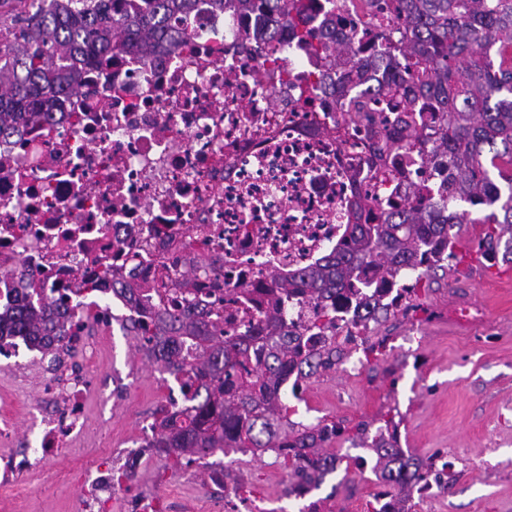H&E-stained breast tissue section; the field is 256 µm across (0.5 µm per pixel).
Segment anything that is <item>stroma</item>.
I'll list each match as a JSON object with an SVG mask.
<instances>
[{
	"instance_id": "obj_1",
	"label": "stroma",
	"mask_w": 512,
	"mask_h": 512,
	"mask_svg": "<svg viewBox=\"0 0 512 512\" xmlns=\"http://www.w3.org/2000/svg\"><path fill=\"white\" fill-rule=\"evenodd\" d=\"M464 225L457 248L465 260L437 272L421 297L420 311L395 313L374 334L388 335L384 356L361 374L339 368L303 382L296 421L309 425L326 417L352 426L378 427L381 415H400V445L426 458L435 454L458 478L448 492L416 500L414 512H512V263L495 265L471 254L483 209ZM107 369L100 389L87 396V412L98 425L83 443L59 449L52 471L32 470L14 487L0 485V499L12 512H70L81 494L70 476L84 449L102 433L125 447L139 437L138 422L153 417L167 401L163 362L147 357L137 336L114 328L103 342ZM0 401L15 415L16 435L27 438L42 409L41 379L35 367H0ZM224 481L240 498L267 512H301L304 500L287 496L288 472L275 454L215 455ZM155 456L132 480L117 488L113 509L124 512L130 497L156 498L168 512H213L215 487L209 471ZM381 486L373 472L355 475L348 489L332 494L330 484L311 493L320 512H366Z\"/></svg>"
}]
</instances>
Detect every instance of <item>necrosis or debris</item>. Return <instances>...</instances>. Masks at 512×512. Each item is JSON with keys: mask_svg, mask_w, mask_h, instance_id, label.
I'll list each match as a JSON object with an SVG mask.
<instances>
[{"mask_svg": "<svg viewBox=\"0 0 512 512\" xmlns=\"http://www.w3.org/2000/svg\"><path fill=\"white\" fill-rule=\"evenodd\" d=\"M361 0H313L311 25L356 14L341 37L372 24ZM189 36L149 59L118 47L86 71L83 87L51 103L21 135L0 138V313L64 306L56 341L0 336V357L45 369L35 447H15V423L0 411V481L50 468L55 450L89 426L84 400L102 374L96 336L114 322L153 324L156 290L202 316L259 313L279 274L335 251L350 207L377 223L391 198L418 181V152L386 164L366 125L346 104L381 82L390 59L362 72L347 65L317 84L312 101L294 86L322 63L280 27L266 43L256 14L213 13L197 0ZM82 351L86 364L69 363ZM131 447L85 456L72 512H108L112 471L137 466L158 429L144 422Z\"/></svg>", "mask_w": 512, "mask_h": 512, "instance_id": "4bbe7bcc", "label": "necrosis or debris"}]
</instances>
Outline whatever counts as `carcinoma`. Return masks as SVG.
Wrapping results in <instances>:
<instances>
[{"instance_id": "obj_1", "label": "carcinoma", "mask_w": 512, "mask_h": 512, "mask_svg": "<svg viewBox=\"0 0 512 512\" xmlns=\"http://www.w3.org/2000/svg\"><path fill=\"white\" fill-rule=\"evenodd\" d=\"M37 9L20 18L15 31L0 28V136L17 135L24 122L80 87L82 70L112 54L114 44L150 57L162 44L176 45L196 0H32ZM217 10L252 12L266 18L270 33L286 25L315 54L353 59L362 67L377 58L364 56L340 39L336 29L317 32L309 25L308 0H212ZM394 11L407 26L398 46L401 64L382 85L361 89L350 99L359 121L376 123L373 104L394 96L428 69L419 85L422 96L442 113L438 139L427 155L431 170L448 173L444 192L426 202L412 188V199L390 206L378 224H361L352 211L344 246L290 275L270 274L273 287L260 318L243 335L222 337L217 324L188 308L163 310L156 329L167 340L148 348L170 373L188 370L206 380L192 399L193 416L184 421L162 407L159 435L152 444L164 457L198 461L226 448L252 454L272 451L288 469V495L303 497L319 489L344 459L332 448L346 435L371 452L372 472L385 487L373 496L367 512H413L417 485L434 481L446 490L457 474L445 472L437 457L417 458L400 446L395 416L383 420L374 436L361 421L352 428L334 420L313 425L295 422L289 398L301 400L300 382L343 364L355 343L337 340L338 312L353 310L363 322L376 324L403 308L422 304L418 286L430 272L451 260L467 211L456 202L489 208L473 249L483 259L512 258V176L507 190L498 161L512 163V0H396ZM415 274L414 284L400 283ZM307 307L297 323L288 312ZM55 320L43 309L16 308L0 336H47ZM388 338L361 339L365 361L383 354ZM195 349L192 362L180 359L178 347ZM386 496V503L379 497Z\"/></svg>"}]
</instances>
